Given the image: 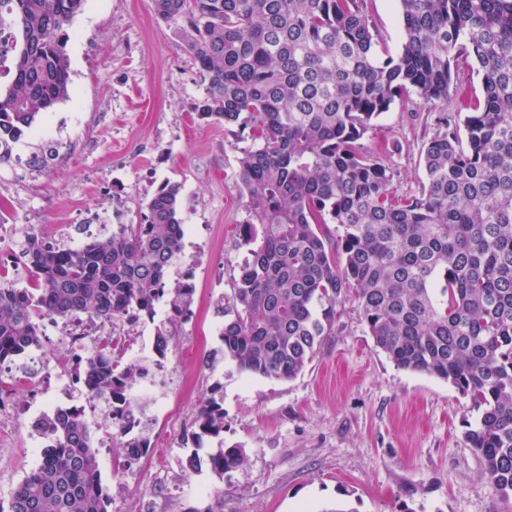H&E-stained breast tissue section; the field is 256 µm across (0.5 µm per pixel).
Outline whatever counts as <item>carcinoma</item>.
Masks as SVG:
<instances>
[{"label": "carcinoma", "instance_id": "carcinoma-1", "mask_svg": "<svg viewBox=\"0 0 512 512\" xmlns=\"http://www.w3.org/2000/svg\"><path fill=\"white\" fill-rule=\"evenodd\" d=\"M86 0H0L20 48L0 92V129L13 136L69 97V28ZM207 82L202 119L246 118L256 147L240 159L252 222L240 225L239 267L224 357L239 370L292 380L353 300L376 347L399 368L448 381L480 413L465 433L485 476L512 494V0H399L403 40L381 49L361 0H152ZM472 59L482 100L422 150L426 183L396 200L393 172L363 143L395 98L447 102L459 60ZM181 186L162 183L136 224L55 250L30 229L18 246L33 282L0 275V359L42 344L37 316L129 310L188 315L196 288L171 276L182 254ZM90 398L121 401L144 374L118 369L112 341L86 364ZM196 447L224 431L213 398L200 408ZM53 443L14 489L9 512H110L94 435L84 417L39 420ZM120 437L124 462L147 437ZM241 448L208 454L219 478Z\"/></svg>", "mask_w": 512, "mask_h": 512}]
</instances>
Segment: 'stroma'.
<instances>
[{"label": "stroma", "mask_w": 512, "mask_h": 512, "mask_svg": "<svg viewBox=\"0 0 512 512\" xmlns=\"http://www.w3.org/2000/svg\"><path fill=\"white\" fill-rule=\"evenodd\" d=\"M362 8L380 46L397 52L398 0H363ZM69 35L70 97L40 122L63 125L84 147L64 166L0 169V224H69L100 207L110 208V223H135L169 180L182 187V217L202 254L190 318L168 321L165 304L157 306L175 338L172 372L156 390L168 413L149 427L152 447L128 468L120 445L99 451L112 512H207L218 490L223 512H512V497L489 484L465 439L478 419L469 398L443 379L398 368L376 347L356 302L337 305L330 334L292 380L249 375L225 359L217 305L230 301L247 255L238 245L249 221L240 159L253 142L239 126L198 118L206 84L152 0H86ZM456 80L463 96L438 103L403 94L366 133L374 159L394 172L396 197L422 191L421 148L443 113L481 98L474 62L460 61ZM42 353L41 388L84 405L101 435L104 411L68 384L67 346L47 335ZM209 396L224 408V433L198 442L194 421ZM34 397L0 376L3 507L33 468L24 424ZM221 444L244 448L246 464L221 478L205 466L188 470L191 454L203 458Z\"/></svg>", "instance_id": "obj_1"}]
</instances>
